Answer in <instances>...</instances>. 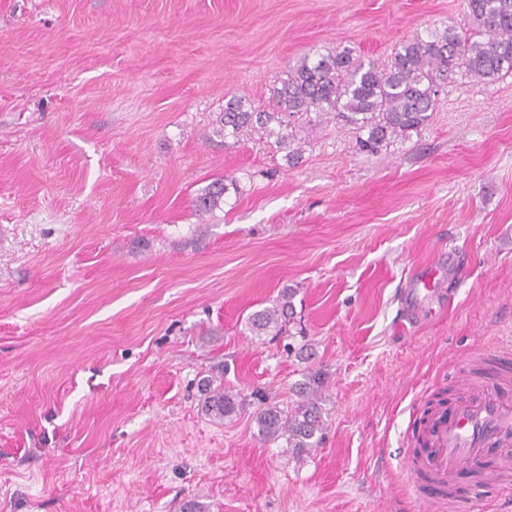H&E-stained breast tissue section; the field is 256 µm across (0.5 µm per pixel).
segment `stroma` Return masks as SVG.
Returning <instances> with one entry per match:
<instances>
[{
    "label": "stroma",
    "mask_w": 512,
    "mask_h": 512,
    "mask_svg": "<svg viewBox=\"0 0 512 512\" xmlns=\"http://www.w3.org/2000/svg\"><path fill=\"white\" fill-rule=\"evenodd\" d=\"M464 0H0V512H426L404 466L463 362L512 336V75L459 72L377 153L295 120L288 163L224 137L304 56L386 63ZM234 182L218 209L193 200ZM453 262L432 314L400 298ZM294 315L254 335L282 291ZM320 374L315 448L258 434ZM245 396L216 422L203 380ZM451 512H512L459 472Z\"/></svg>",
    "instance_id": "35a3bbf8"
}]
</instances>
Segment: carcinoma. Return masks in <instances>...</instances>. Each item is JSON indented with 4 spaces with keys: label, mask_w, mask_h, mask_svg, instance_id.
I'll return each mask as SVG.
<instances>
[{
    "label": "carcinoma",
    "mask_w": 512,
    "mask_h": 512,
    "mask_svg": "<svg viewBox=\"0 0 512 512\" xmlns=\"http://www.w3.org/2000/svg\"><path fill=\"white\" fill-rule=\"evenodd\" d=\"M472 26H448L404 42L381 69L373 61H358L344 48L316 60L303 58L275 91V111L260 110L240 97L224 103L220 123L224 136L237 138L258 131L286 149L287 160L298 157L291 149L292 119L332 114L360 133L361 150L378 152L395 137H408L430 121L441 83L464 70L481 81H495L512 72V0H465ZM228 185L217 178L195 198V208L209 213L220 206ZM292 293L282 302L254 312L249 330L259 336L283 330L293 314ZM322 381L310 374L295 385L298 400L282 407L261 397L255 413L258 434L286 439L292 448H315L322 441L325 422L318 393ZM242 406L239 394L224 384L204 389L203 408L212 420L222 422Z\"/></svg>",
    "instance_id": "1"
}]
</instances>
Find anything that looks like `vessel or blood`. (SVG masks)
I'll list each match as a JSON object with an SVG mask.
<instances>
[{
  "instance_id": "obj_1",
  "label": "vessel or blood",
  "mask_w": 512,
  "mask_h": 512,
  "mask_svg": "<svg viewBox=\"0 0 512 512\" xmlns=\"http://www.w3.org/2000/svg\"><path fill=\"white\" fill-rule=\"evenodd\" d=\"M441 284L438 264L419 268L411 287L403 293L406 305L419 308ZM463 387L454 404L434 408L419 422L426 446L407 463L411 489L430 512H446L453 495L452 478L461 464L493 459L498 467L492 479L512 481V397L469 381Z\"/></svg>"
}]
</instances>
